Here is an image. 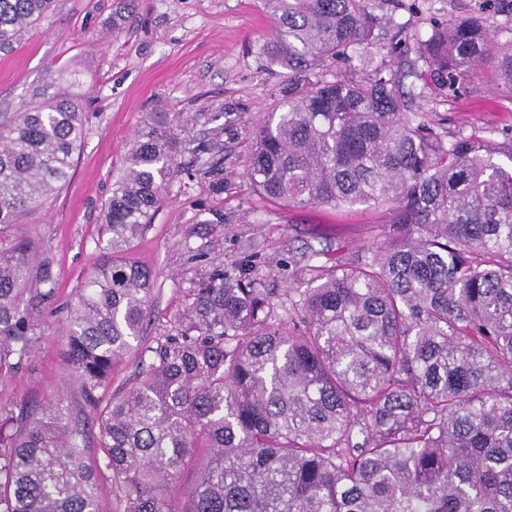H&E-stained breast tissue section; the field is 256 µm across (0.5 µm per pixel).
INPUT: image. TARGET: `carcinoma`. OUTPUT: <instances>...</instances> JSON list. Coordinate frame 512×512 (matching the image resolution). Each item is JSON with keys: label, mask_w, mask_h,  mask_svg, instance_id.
Segmentation results:
<instances>
[{"label": "carcinoma", "mask_w": 512, "mask_h": 512, "mask_svg": "<svg viewBox=\"0 0 512 512\" xmlns=\"http://www.w3.org/2000/svg\"><path fill=\"white\" fill-rule=\"evenodd\" d=\"M261 51L291 73L282 112L252 132L246 180L283 206H378V240L311 265L279 297L264 261L219 264L190 289L177 333L145 344L153 275L129 258L191 139L153 112L112 182L101 256L62 300L27 226L67 184L83 113L53 78L0 113V379L27 368L65 315L81 408L0 402V512H512V139L496 145L403 111L389 37L405 0H261ZM53 0H0V49ZM505 40L483 17L429 20L407 76L453 96ZM423 70H418L417 63ZM135 386L97 391L128 353ZM97 426L104 465L88 463ZM194 483L170 487L188 468Z\"/></svg>", "instance_id": "carcinoma-1"}]
</instances>
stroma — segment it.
<instances>
[{
	"label": "stroma",
	"mask_w": 512,
	"mask_h": 512,
	"mask_svg": "<svg viewBox=\"0 0 512 512\" xmlns=\"http://www.w3.org/2000/svg\"><path fill=\"white\" fill-rule=\"evenodd\" d=\"M396 15L403 43L440 21L482 15L499 30L496 0H417ZM271 22L260 0H55L39 25L0 51V112L33 104L32 92L57 72L73 74L69 91L85 114L86 135L65 188L44 206L30 230L51 253L62 298H70L98 256L99 228L112 181L124 168L138 128L150 113H170L200 146L194 178L170 180L148 232L132 257L154 275L145 339L168 333L191 302L198 273L212 263L270 262L275 292L296 282L309 265L334 264L372 241L382 209L287 208L248 186L251 132L277 110L288 72L261 46ZM412 112L464 133L512 134V97L491 89L486 73L460 93L408 103ZM224 183L221 191L212 180ZM59 318L48 320L28 369L0 381V399L76 401Z\"/></svg>",
	"instance_id": "35a3bbf8"
}]
</instances>
